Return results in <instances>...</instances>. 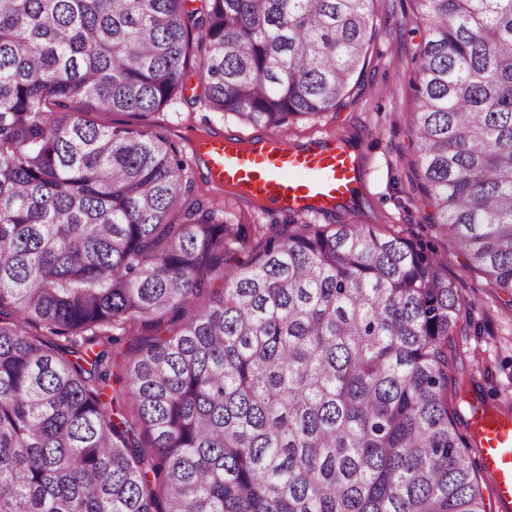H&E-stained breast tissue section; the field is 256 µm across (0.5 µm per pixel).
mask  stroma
I'll use <instances>...</instances> for the list:
<instances>
[{
	"label": "stroma",
	"mask_w": 512,
	"mask_h": 512,
	"mask_svg": "<svg viewBox=\"0 0 512 512\" xmlns=\"http://www.w3.org/2000/svg\"><path fill=\"white\" fill-rule=\"evenodd\" d=\"M422 36L412 0H375L372 38L350 94L335 111L313 122L289 124L281 133L291 142L333 134L360 153L364 179L355 207L327 216L309 214L306 223L366 224L379 233L420 243L433 253L469 304L466 318L448 338V358L474 379L488 402L512 414V305H505L501 294L489 288L453 238L430 224L432 207L416 175L410 118L414 56ZM183 83L187 101L179 110L186 123L199 129L210 125L245 139L269 135L268 127L192 109L189 100L200 92L196 71L187 70Z\"/></svg>",
	"instance_id": "stroma-1"
}]
</instances>
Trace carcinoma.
<instances>
[{"mask_svg": "<svg viewBox=\"0 0 512 512\" xmlns=\"http://www.w3.org/2000/svg\"><path fill=\"white\" fill-rule=\"evenodd\" d=\"M413 2L433 223L512 298V0ZM186 4L0 0V512H487L440 262L365 224H257L239 259L169 137L189 67L194 103L246 124L335 110L375 0ZM72 107L73 109L71 111H66V113H71V115L76 116H82L88 120L106 126L146 130L147 125L149 124V120L147 118H143L138 114L128 112H90L85 114L78 111L79 106L77 104L73 103Z\"/></svg>", "mask_w": 512, "mask_h": 512, "instance_id": "1", "label": "carcinoma"}]
</instances>
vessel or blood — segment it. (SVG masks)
I'll return each mask as SVG.
<instances>
[{"instance_id":"obj_1","label":"vessel or blood","mask_w":512,"mask_h":512,"mask_svg":"<svg viewBox=\"0 0 512 512\" xmlns=\"http://www.w3.org/2000/svg\"><path fill=\"white\" fill-rule=\"evenodd\" d=\"M200 151L228 200L255 197L283 213L328 215L358 195L359 154L337 137L296 145L275 134L247 150L217 135L207 137ZM469 431L499 512H512V415L476 412Z\"/></svg>"}]
</instances>
